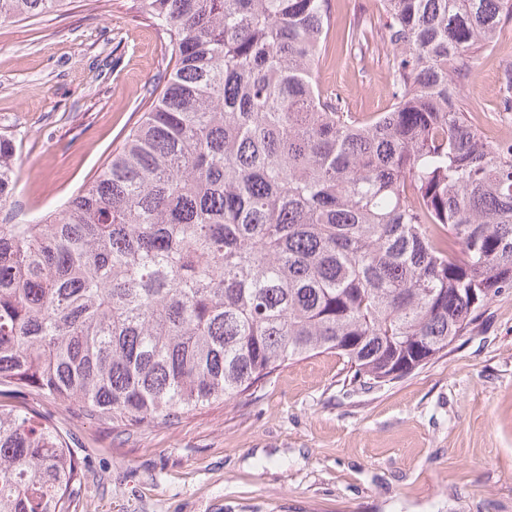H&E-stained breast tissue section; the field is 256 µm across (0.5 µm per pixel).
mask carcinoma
I'll return each mask as SVG.
<instances>
[{
	"instance_id": "obj_1",
	"label": "carcinoma",
	"mask_w": 512,
	"mask_h": 512,
	"mask_svg": "<svg viewBox=\"0 0 512 512\" xmlns=\"http://www.w3.org/2000/svg\"><path fill=\"white\" fill-rule=\"evenodd\" d=\"M169 31L149 109L60 209H16L0 135V385L123 426L230 402L324 352L402 378L512 288V140L462 95L512 0H380L392 103L316 72L328 0H136ZM64 0H0V23ZM348 26L336 51L367 44ZM81 462L0 405V512H69Z\"/></svg>"
}]
</instances>
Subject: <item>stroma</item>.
Segmentation results:
<instances>
[{
    "label": "stroma",
    "instance_id": "obj_1",
    "mask_svg": "<svg viewBox=\"0 0 512 512\" xmlns=\"http://www.w3.org/2000/svg\"><path fill=\"white\" fill-rule=\"evenodd\" d=\"M134 0H70L60 12L0 24V134L16 141L17 201L55 209L95 175L147 108L168 41ZM332 34L317 81L347 111L391 103L381 39L345 56L336 33L380 32L376 0H330ZM468 97L512 138L501 111L512 19L478 60ZM58 428L83 464L70 512H512V289L410 375L350 382L336 354L276 371L236 400L150 426L102 422L34 392L0 394Z\"/></svg>",
    "mask_w": 512,
    "mask_h": 512
}]
</instances>
